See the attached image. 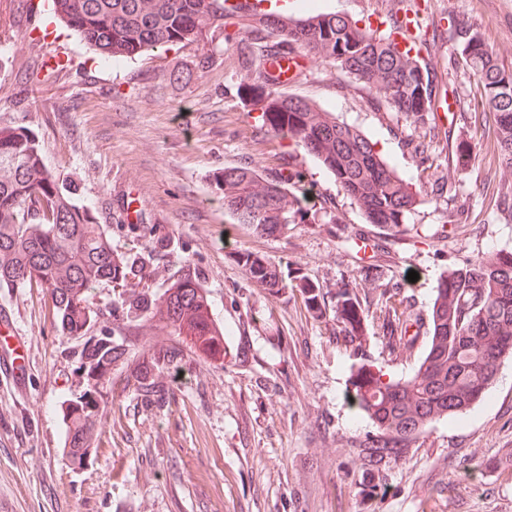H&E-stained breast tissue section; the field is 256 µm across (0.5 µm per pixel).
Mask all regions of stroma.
<instances>
[{"instance_id":"1","label":"stroma","mask_w":512,"mask_h":512,"mask_svg":"<svg viewBox=\"0 0 512 512\" xmlns=\"http://www.w3.org/2000/svg\"><path fill=\"white\" fill-rule=\"evenodd\" d=\"M39 2L0 0V47L10 56L0 65V125L38 135L47 168L73 180L113 249L150 251L146 291L195 277L227 338L213 356L148 316L117 330L112 286L98 285L100 324L126 355L77 469L65 455L62 406L87 388L82 342L54 328L41 289L0 288L29 363L24 381H0V512H512V358L483 401L432 422L378 478L358 463L375 429L347 396L360 359L397 380L428 344L424 329L412 348L386 345L375 319L386 292L399 291L424 321L443 274L512 251V213L499 204L512 196V167L498 159L477 79L454 51L465 19L512 69V0H407L440 34L441 87L424 118L391 111L365 88L347 95L352 77L327 62L304 66L286 88L364 130L404 177L420 173L409 143H429L432 192L398 230L367 223L312 156L262 125L223 31L107 64ZM205 54L215 63L197 70ZM52 57L60 68L41 69ZM287 162L302 173L288 185L301 200L295 224L269 235L234 223L218 183L225 169L277 180ZM241 251L303 287L248 278L233 259ZM348 285L363 315L360 357L339 333ZM164 355L171 363L155 366ZM145 369L152 397L136 380Z\"/></svg>"}]
</instances>
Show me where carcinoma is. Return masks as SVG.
Here are the masks:
<instances>
[{
  "label": "carcinoma",
  "mask_w": 512,
  "mask_h": 512,
  "mask_svg": "<svg viewBox=\"0 0 512 512\" xmlns=\"http://www.w3.org/2000/svg\"><path fill=\"white\" fill-rule=\"evenodd\" d=\"M52 10L99 52L106 62L132 59L145 49L170 48L198 40L213 28H243L224 10L225 0H51ZM390 34L362 29L334 13L309 14L285 23L271 16L267 26L251 30L236 43L239 69L250 72L270 56L286 61L303 53L330 61L372 91L374 77L385 86L379 93L392 111L419 118L430 111L439 86L436 71L425 64L407 67L389 42ZM460 54L478 77L481 98L498 132L499 158L512 165V70L498 65L480 30L456 27ZM263 123L284 139L314 155L336 179L340 190L361 204L370 224L398 228L419 202L421 189L406 182L374 151L358 127L316 105L275 91L266 78L243 87ZM264 181L262 193L253 183ZM224 210L238 224L261 234L282 233L295 223L297 197L281 181L264 180L248 167L224 169ZM68 182L43 163L37 136L23 127L0 126V288L36 286L45 290L55 328L84 339L81 366L89 389L70 400L68 455L82 463L90 448L86 420L98 408L97 395L112 385V364L124 355L112 339L95 334L99 313L89 294L107 281L122 289L118 320L132 323L148 314L194 347L213 355L224 350L225 334L208 311L201 288L183 276L159 297L139 288L146 257L142 251L116 255L91 210L72 198ZM498 260H476L452 270L436 289L429 313V343L413 373L397 381L382 368L363 363L351 374L353 399L379 431L360 449L367 473L380 472L385 460L403 454L432 421L466 411L494 382L497 362L512 354V251L500 249ZM238 264L245 274L285 289L276 266L249 252ZM348 318L344 335L354 343L357 312L349 289L341 293ZM420 319L392 305L382 315L388 344L411 343L409 328Z\"/></svg>",
  "instance_id": "cac0c4a2"
}]
</instances>
